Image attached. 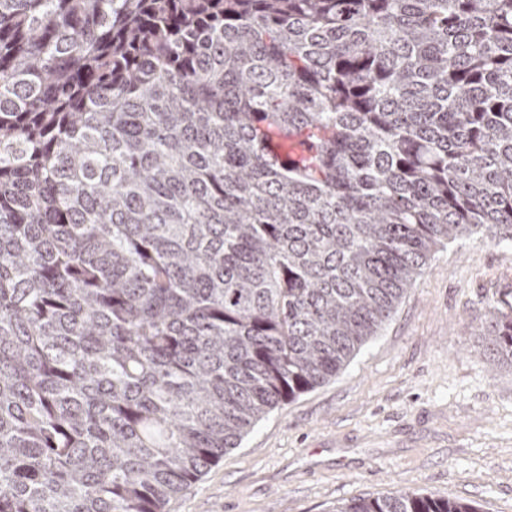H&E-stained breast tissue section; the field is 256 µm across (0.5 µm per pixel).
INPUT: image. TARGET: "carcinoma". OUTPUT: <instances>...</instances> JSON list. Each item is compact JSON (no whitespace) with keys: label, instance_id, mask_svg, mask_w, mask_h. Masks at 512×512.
Here are the masks:
<instances>
[{"label":"carcinoma","instance_id":"obj_1","mask_svg":"<svg viewBox=\"0 0 512 512\" xmlns=\"http://www.w3.org/2000/svg\"><path fill=\"white\" fill-rule=\"evenodd\" d=\"M484 232L512 0H0V512H166Z\"/></svg>","mask_w":512,"mask_h":512}]
</instances>
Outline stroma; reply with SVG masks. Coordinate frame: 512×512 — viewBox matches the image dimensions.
<instances>
[{
	"mask_svg": "<svg viewBox=\"0 0 512 512\" xmlns=\"http://www.w3.org/2000/svg\"><path fill=\"white\" fill-rule=\"evenodd\" d=\"M512 316V243L440 248L335 378L257 422L166 512H334L398 490L512 512V364L485 314Z\"/></svg>",
	"mask_w": 512,
	"mask_h": 512,
	"instance_id": "35a3bbf8",
	"label": "stroma"
}]
</instances>
